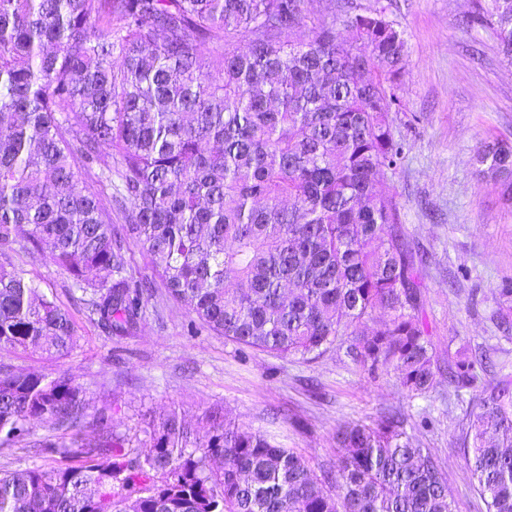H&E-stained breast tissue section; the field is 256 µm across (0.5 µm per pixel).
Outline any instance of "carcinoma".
I'll return each mask as SVG.
<instances>
[{
    "label": "carcinoma",
    "mask_w": 512,
    "mask_h": 512,
    "mask_svg": "<svg viewBox=\"0 0 512 512\" xmlns=\"http://www.w3.org/2000/svg\"><path fill=\"white\" fill-rule=\"evenodd\" d=\"M327 2L310 25L306 0H0V250L22 231L25 249L49 246L97 325L125 336L153 294L127 276L131 239L192 326L279 357L342 350L428 392L425 263L385 185L408 148L392 118L408 44L386 7ZM469 22L512 58V0H475ZM476 161L512 199V145ZM95 166L99 189L80 186ZM74 342L72 316L0 263V349ZM486 368L448 354L458 390ZM33 419L55 431L37 449L54 465L0 471V512H454L397 412L339 429L319 476L217 416L200 437L170 411L133 441L71 379L0 362V447ZM463 446L486 512H512L511 379L473 401Z\"/></svg>",
    "instance_id": "cac0c4a2"
}]
</instances>
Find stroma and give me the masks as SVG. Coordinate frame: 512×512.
Returning <instances> with one entry per match:
<instances>
[{
  "label": "stroma",
  "instance_id": "obj_1",
  "mask_svg": "<svg viewBox=\"0 0 512 512\" xmlns=\"http://www.w3.org/2000/svg\"><path fill=\"white\" fill-rule=\"evenodd\" d=\"M364 10L386 7L403 31L409 64L394 116L409 149L388 188L401 222L426 259L424 316L440 364L461 344L487 351L496 373H512V331L495 322L512 307L496 290L512 283V201L479 173V143L512 142V60L491 30L471 29V0H355ZM24 270L41 292L71 314L73 349L43 356L18 347L0 359L20 372L66 376L80 385L89 411L107 409L116 432L177 411L197 433L209 413L273 435L314 472L336 462L340 425H372L401 411L405 429L437 456L455 512H486L462 447L463 417L474 392L439 377L429 392H401L391 374H372L329 352L313 361L240 351L223 336L187 331V308L155 283L144 318L131 335L110 337L91 321L67 274L49 251L21 244L0 262Z\"/></svg>",
  "mask_w": 512,
  "mask_h": 512
}]
</instances>
